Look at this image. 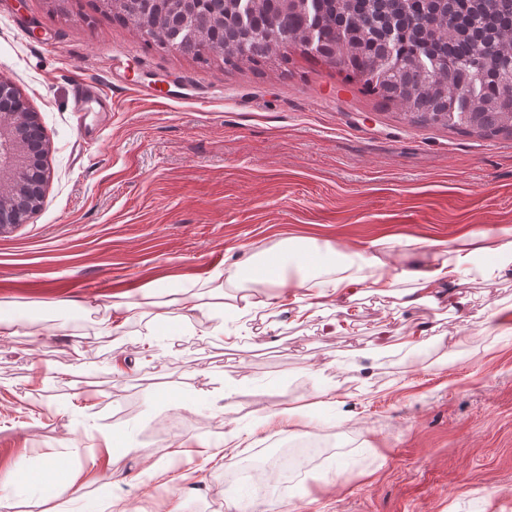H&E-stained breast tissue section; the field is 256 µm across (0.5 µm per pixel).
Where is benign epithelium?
Wrapping results in <instances>:
<instances>
[{
    "label": "benign epithelium",
    "mask_w": 512,
    "mask_h": 512,
    "mask_svg": "<svg viewBox=\"0 0 512 512\" xmlns=\"http://www.w3.org/2000/svg\"><path fill=\"white\" fill-rule=\"evenodd\" d=\"M13 92L0 80V231L27 223L41 208L47 184L39 116L13 107Z\"/></svg>",
    "instance_id": "benign-epithelium-1"
}]
</instances>
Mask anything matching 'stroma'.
I'll list each match as a JSON object with an SVG mask.
<instances>
[{
	"mask_svg": "<svg viewBox=\"0 0 512 512\" xmlns=\"http://www.w3.org/2000/svg\"><path fill=\"white\" fill-rule=\"evenodd\" d=\"M0 0V79L49 145L41 209L0 232V494L53 512L45 462L81 485L69 512H512V272L408 303L404 286L236 315V346L115 302L214 303L213 275L293 235L339 249L455 243L512 228V134L410 123L291 53L254 70L199 65L70 0ZM109 111L78 112L79 80ZM419 347L402 346L412 326ZM332 398L313 408L317 390ZM45 400H36L38 392ZM289 407L296 434L259 421ZM237 447L224 451V435ZM314 439L328 455L258 497L242 469Z\"/></svg>",
	"mask_w": 512,
	"mask_h": 512,
	"instance_id": "1",
	"label": "stroma"
}]
</instances>
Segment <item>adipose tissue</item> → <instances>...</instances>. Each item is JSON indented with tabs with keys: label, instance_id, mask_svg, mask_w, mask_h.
Wrapping results in <instances>:
<instances>
[{
	"label": "adipose tissue",
	"instance_id": "adipose-tissue-1",
	"mask_svg": "<svg viewBox=\"0 0 512 512\" xmlns=\"http://www.w3.org/2000/svg\"><path fill=\"white\" fill-rule=\"evenodd\" d=\"M409 246L420 247L427 257L423 266L392 272V240L377 239L343 251L332 245L316 247L303 240H288L274 251L254 254L236 263L225 273L227 287L220 303L209 305L213 318L222 320L238 311L235 291L247 283H267L287 289L289 296L299 291H316L340 299L352 298L359 289L391 293L401 282L416 284L418 293L430 294L444 284H464L473 275L495 280L512 270V229L488 228L476 235L462 236L455 247L442 240L409 239Z\"/></svg>",
	"mask_w": 512,
	"mask_h": 512
}]
</instances>
